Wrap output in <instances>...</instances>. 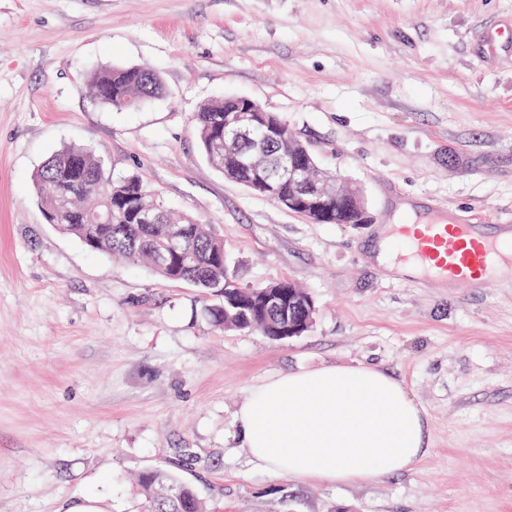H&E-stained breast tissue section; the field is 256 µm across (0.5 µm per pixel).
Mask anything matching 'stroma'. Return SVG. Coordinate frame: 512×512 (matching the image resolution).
<instances>
[{"mask_svg": "<svg viewBox=\"0 0 512 512\" xmlns=\"http://www.w3.org/2000/svg\"><path fill=\"white\" fill-rule=\"evenodd\" d=\"M507 26L512 0H0V512H145L136 479L165 467L209 512H512V269L453 287L372 258L398 200L512 218ZM138 66L161 96L87 94L93 72ZM231 95L358 185L370 223L316 224L225 178L193 116ZM67 146L210 225L241 285L307 289L310 330L219 329L196 288L47 224L33 176ZM359 364L423 408L414 470L329 483L252 462V387Z\"/></svg>", "mask_w": 512, "mask_h": 512, "instance_id": "obj_1", "label": "stroma"}]
</instances>
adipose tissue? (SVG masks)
<instances>
[{"instance_id": "obj_1", "label": "adipose tissue", "mask_w": 512, "mask_h": 512, "mask_svg": "<svg viewBox=\"0 0 512 512\" xmlns=\"http://www.w3.org/2000/svg\"><path fill=\"white\" fill-rule=\"evenodd\" d=\"M253 461L300 479L368 481L426 456L427 421L405 388L364 365L292 372L254 387L236 413Z\"/></svg>"}]
</instances>
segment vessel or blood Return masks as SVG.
<instances>
[{"instance_id": "vessel-or-blood-1", "label": "vessel or blood", "mask_w": 512, "mask_h": 512, "mask_svg": "<svg viewBox=\"0 0 512 512\" xmlns=\"http://www.w3.org/2000/svg\"><path fill=\"white\" fill-rule=\"evenodd\" d=\"M396 235L406 241L426 275L451 286L489 288L501 271L512 267V232L485 236L473 220L402 224Z\"/></svg>"}]
</instances>
